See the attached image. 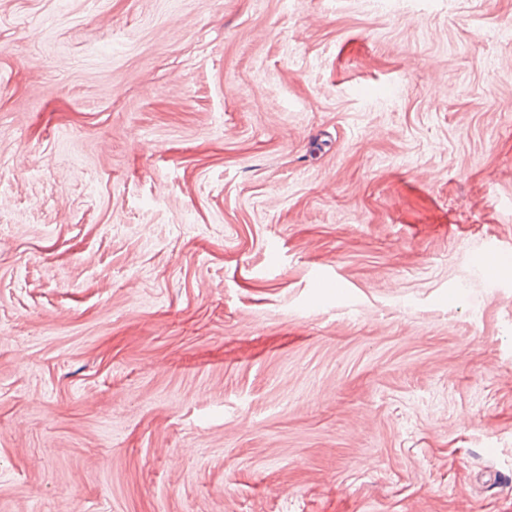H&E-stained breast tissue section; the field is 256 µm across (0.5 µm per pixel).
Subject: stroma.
I'll use <instances>...</instances> for the list:
<instances>
[{
	"mask_svg": "<svg viewBox=\"0 0 512 512\" xmlns=\"http://www.w3.org/2000/svg\"><path fill=\"white\" fill-rule=\"evenodd\" d=\"M509 27L0 0V512H512Z\"/></svg>",
	"mask_w": 512,
	"mask_h": 512,
	"instance_id": "stroma-1",
	"label": "stroma"
}]
</instances>
